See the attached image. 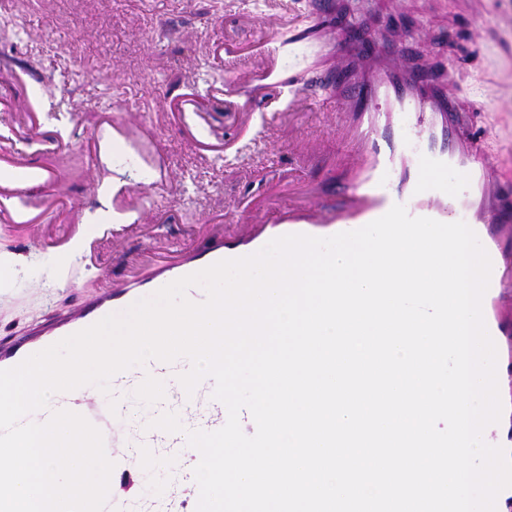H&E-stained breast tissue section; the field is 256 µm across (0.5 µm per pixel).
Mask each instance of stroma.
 Segmentation results:
<instances>
[{
	"label": "stroma",
	"instance_id": "1",
	"mask_svg": "<svg viewBox=\"0 0 512 512\" xmlns=\"http://www.w3.org/2000/svg\"><path fill=\"white\" fill-rule=\"evenodd\" d=\"M0 0V148L50 170L71 210L0 221V349L48 330L158 255L242 237L271 202L334 199L356 174L336 88L293 100L286 81L336 70L321 32L375 35L383 56L449 76L482 152L512 157V0ZM489 19L481 27L478 12ZM129 140L109 146L110 123ZM141 223L89 244L120 187Z\"/></svg>",
	"mask_w": 512,
	"mask_h": 512
}]
</instances>
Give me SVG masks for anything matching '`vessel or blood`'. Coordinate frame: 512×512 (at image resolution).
Returning a JSON list of instances; mask_svg holds the SVG:
<instances>
[{"label": "vessel or blood", "instance_id": "vessel-or-blood-1", "mask_svg": "<svg viewBox=\"0 0 512 512\" xmlns=\"http://www.w3.org/2000/svg\"><path fill=\"white\" fill-rule=\"evenodd\" d=\"M342 60L353 62L363 52L344 33L328 35ZM368 102L352 107L339 102L342 112H354L357 127L354 162L359 177L345 185L335 202L308 201L297 206L275 205L258 218V231L247 241L211 239L178 260L159 265L150 277L104 292L72 314L67 330L38 343L0 354V369H9L28 356L86 329L110 314L124 313L136 301L150 297L171 282L202 271L216 262L252 255L270 240L287 234L330 237L360 229L404 205L409 215L443 223L465 222L476 234L492 264L482 312L490 336L505 323L493 302L512 272L502 265L500 234L512 226V182L505 180L500 159H481L474 142L461 141L452 121L458 99L449 78L411 67L394 57L376 67L359 69ZM51 190L52 176L43 169L0 158V220L24 221L27 210L19 201L30 186ZM190 367L188 359L166 363L149 360L112 376L110 396L87 385L51 395L47 408L27 415V422L42 424L52 412L70 410L83 415L104 438L113 461L112 480L126 481L134 473L139 448L186 447L185 430L215 431L227 420L225 406L213 399L215 383L204 378L193 394H186L178 377ZM117 411H110V399ZM149 418L166 411L177 413L183 432L134 426L139 410Z\"/></svg>", "mask_w": 512, "mask_h": 512}]
</instances>
